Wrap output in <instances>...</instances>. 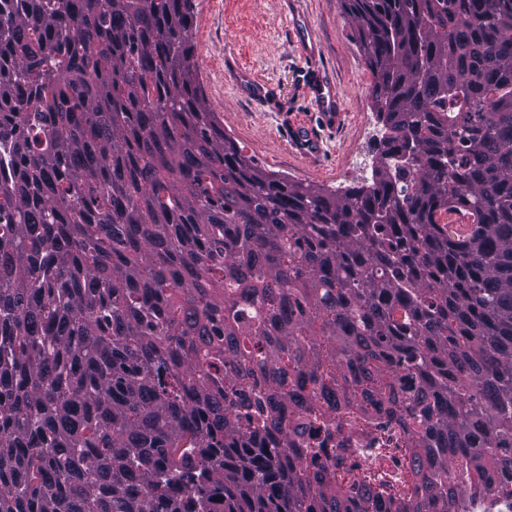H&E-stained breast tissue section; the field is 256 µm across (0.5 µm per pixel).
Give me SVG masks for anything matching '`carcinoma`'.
I'll use <instances>...</instances> for the list:
<instances>
[{
    "instance_id": "obj_1",
    "label": "carcinoma",
    "mask_w": 512,
    "mask_h": 512,
    "mask_svg": "<svg viewBox=\"0 0 512 512\" xmlns=\"http://www.w3.org/2000/svg\"><path fill=\"white\" fill-rule=\"evenodd\" d=\"M343 4L388 135L336 194L224 134L193 0H0V512H462L512 477V0ZM370 405L408 491L293 450Z\"/></svg>"
}]
</instances>
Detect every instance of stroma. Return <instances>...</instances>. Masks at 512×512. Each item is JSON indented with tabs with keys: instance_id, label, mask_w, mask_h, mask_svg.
<instances>
[{
	"instance_id": "stroma-1",
	"label": "stroma",
	"mask_w": 512,
	"mask_h": 512,
	"mask_svg": "<svg viewBox=\"0 0 512 512\" xmlns=\"http://www.w3.org/2000/svg\"><path fill=\"white\" fill-rule=\"evenodd\" d=\"M199 81L224 132L254 165L336 193L371 184L386 132L372 74L342 0H194ZM317 68L336 94L327 121L308 90ZM304 126L320 143L309 153Z\"/></svg>"
}]
</instances>
